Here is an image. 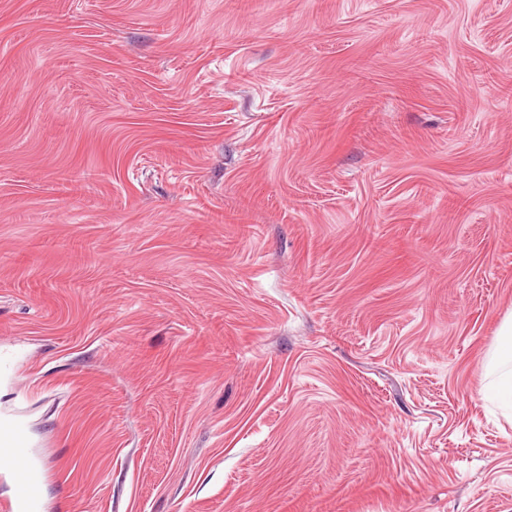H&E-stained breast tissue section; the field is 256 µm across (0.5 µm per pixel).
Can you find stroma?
<instances>
[{
  "label": "stroma",
  "instance_id": "1",
  "mask_svg": "<svg viewBox=\"0 0 512 512\" xmlns=\"http://www.w3.org/2000/svg\"><path fill=\"white\" fill-rule=\"evenodd\" d=\"M512 0H0V421L52 512H512ZM494 359L486 367L490 378L484 389V398L504 410L512 411V324L501 333Z\"/></svg>",
  "mask_w": 512,
  "mask_h": 512
}]
</instances>
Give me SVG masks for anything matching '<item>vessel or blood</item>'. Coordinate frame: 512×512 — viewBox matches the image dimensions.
<instances>
[{
    "label": "vessel or blood",
    "mask_w": 512,
    "mask_h": 512,
    "mask_svg": "<svg viewBox=\"0 0 512 512\" xmlns=\"http://www.w3.org/2000/svg\"><path fill=\"white\" fill-rule=\"evenodd\" d=\"M0 468L11 481L9 512H42L47 470L20 425L0 427Z\"/></svg>",
    "instance_id": "b4317fda"
}]
</instances>
